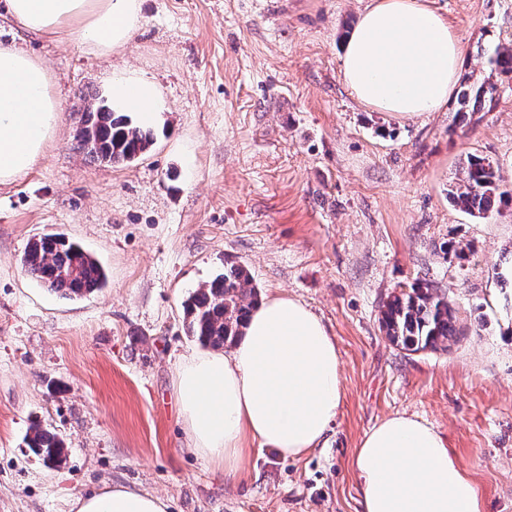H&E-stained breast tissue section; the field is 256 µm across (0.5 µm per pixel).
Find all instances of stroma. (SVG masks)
Instances as JSON below:
<instances>
[{
	"label": "stroma",
	"mask_w": 512,
	"mask_h": 512,
	"mask_svg": "<svg viewBox=\"0 0 512 512\" xmlns=\"http://www.w3.org/2000/svg\"><path fill=\"white\" fill-rule=\"evenodd\" d=\"M372 0H142L118 53L90 51L0 18V43L49 67L59 130L44 158L0 185V512H73L107 486L162 495L169 512H362L351 458L365 433L406 412L433 425L483 512H512V204L475 218L448 201L478 153L512 188V82L468 126L442 112L399 119L360 105L341 45ZM482 74L479 45L512 47V0H429ZM153 80L165 109L132 163L85 160V95L114 72ZM66 234L105 268L106 288L66 299L21 258ZM228 261L261 296L287 295L336 341L343 400L320 448L252 446L236 484L191 448L176 370L200 350L183 305ZM452 292L461 334L415 354L379 317L415 280ZM68 450L50 469L33 426Z\"/></svg>",
	"instance_id": "stroma-1"
}]
</instances>
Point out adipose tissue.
<instances>
[{"instance_id":"obj_1","label":"adipose tissue","mask_w":512,"mask_h":512,"mask_svg":"<svg viewBox=\"0 0 512 512\" xmlns=\"http://www.w3.org/2000/svg\"><path fill=\"white\" fill-rule=\"evenodd\" d=\"M0 11L38 36H68L105 54L138 30L141 0H0ZM341 78L362 105L408 119L441 111L463 63L460 40L428 0H374L342 47ZM112 105L155 120V84L119 74ZM48 66L0 44V184L28 172L59 125ZM240 342L194 352L175 381L192 448L227 481L247 471L249 443L283 457L318 447L342 401L336 343L322 321L287 296L260 299ZM362 512H483L480 494L441 434L398 413L367 432L352 458ZM75 512H168L165 498L123 487L75 499Z\"/></svg>"}]
</instances>
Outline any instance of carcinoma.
<instances>
[{
  "mask_svg": "<svg viewBox=\"0 0 512 512\" xmlns=\"http://www.w3.org/2000/svg\"><path fill=\"white\" fill-rule=\"evenodd\" d=\"M489 71L512 80V49L490 42L480 47ZM497 87L489 79L470 77L458 92L457 116L466 121L495 102ZM77 149L99 163H130L144 156L154 143L151 130L133 123L131 116L116 112L102 96H92L81 113ZM449 201L472 216L482 217L498 204L512 201L503 189L498 169L478 154L467 157L463 177L448 191ZM26 272L48 290L66 298H78L105 287L103 266L79 244L62 233H46L32 240L22 259ZM259 291L248 270L233 262L224 272L193 292L184 302L188 333L205 346L221 349L243 335ZM381 329L395 345L411 353L436 350L457 339L460 330L455 309L448 307V293L433 282L417 280L392 295L385 304ZM28 448L52 468L65 460L60 438L39 426L27 436Z\"/></svg>",
  "mask_w": 512,
  "mask_h": 512,
  "instance_id": "obj_1",
  "label": "carcinoma"
}]
</instances>
